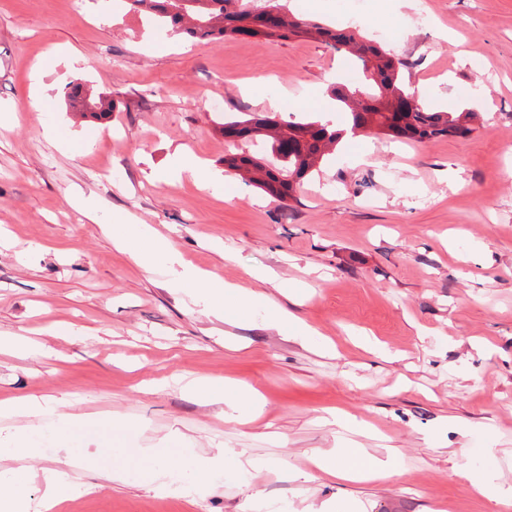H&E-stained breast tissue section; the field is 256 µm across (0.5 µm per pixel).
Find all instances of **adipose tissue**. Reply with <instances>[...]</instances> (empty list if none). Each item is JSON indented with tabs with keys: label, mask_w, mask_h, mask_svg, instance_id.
Segmentation results:
<instances>
[{
	"label": "adipose tissue",
	"mask_w": 512,
	"mask_h": 512,
	"mask_svg": "<svg viewBox=\"0 0 512 512\" xmlns=\"http://www.w3.org/2000/svg\"><path fill=\"white\" fill-rule=\"evenodd\" d=\"M113 238L144 271L167 277L171 287L191 289L194 300L207 315L223 318L228 303L247 309L258 301V294L214 275L185 265L171 241L144 224L116 223ZM35 417L50 420L58 438L57 446L66 458L78 462L88 459V448L100 430L111 428L108 419L81 415L55 416L52 407L35 396H21L0 401V418ZM317 469L339 480L386 477L397 469L395 458L379 461L368 457L363 449L343 447L316 456Z\"/></svg>",
	"instance_id": "1"
}]
</instances>
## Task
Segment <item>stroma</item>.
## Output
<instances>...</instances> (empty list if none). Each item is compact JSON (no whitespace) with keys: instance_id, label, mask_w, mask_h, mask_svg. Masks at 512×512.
<instances>
[{"instance_id":"1","label":"stroma","mask_w":512,"mask_h":512,"mask_svg":"<svg viewBox=\"0 0 512 512\" xmlns=\"http://www.w3.org/2000/svg\"><path fill=\"white\" fill-rule=\"evenodd\" d=\"M306 17L354 32L353 0H288ZM378 27L395 17L391 52L431 107L477 112L463 138L407 143L369 134L341 146L280 202L226 170L270 150L225 139L227 118H323L334 83H366L359 61L316 39H169L125 0H0V335L33 345L0 352V399L37 396L61 414L126 423L111 460L129 477L66 467L49 447L36 472L66 471L77 492L54 512H502L465 472L512 486V0H368ZM49 101L30 110V75L44 56ZM110 93L109 121L69 111L74 79ZM220 100L223 112L208 101ZM65 129L74 150L45 139ZM366 162L357 157L364 147ZM218 181L172 184L175 149ZM99 196L96 220L71 221L74 188ZM150 225L185 264L266 295L241 318L216 320L162 276L138 268L105 231L113 216ZM219 237L234 261L211 251ZM270 269L275 284L249 279ZM312 330L294 339L278 309ZM257 390L251 424L183 381ZM343 410L358 426L336 424ZM353 442L397 455L382 480L340 482L310 464ZM172 477L191 479L224 448L225 463L193 494L139 479L151 449Z\"/></svg>"}]
</instances>
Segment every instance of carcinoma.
<instances>
[{"label": "carcinoma", "instance_id": "1", "mask_svg": "<svg viewBox=\"0 0 512 512\" xmlns=\"http://www.w3.org/2000/svg\"><path fill=\"white\" fill-rule=\"evenodd\" d=\"M288 0H127L130 9L150 15L162 27L187 38L221 41L241 35L240 22H248L250 37L288 39L308 37L325 41L336 51L355 55L366 72L359 88L332 86L330 96L343 110L334 125L322 122L275 121L250 113L222 123V132L264 141L280 161L271 168L254 156L224 157V166L277 200L293 195L294 186L334 152L346 127H370L406 142L464 137L473 131V113L432 111L423 96L411 91L401 77L406 64L372 41L358 42L318 21L288 14ZM68 107L84 118L105 120L114 109L112 96L96 93L73 81L64 89Z\"/></svg>", "mask_w": 512, "mask_h": 512}]
</instances>
